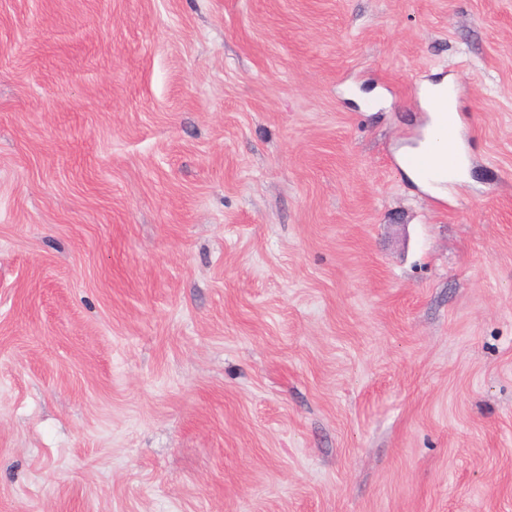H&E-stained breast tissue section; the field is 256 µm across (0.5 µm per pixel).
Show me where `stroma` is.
I'll return each instance as SVG.
<instances>
[{
	"instance_id": "1",
	"label": "stroma",
	"mask_w": 512,
	"mask_h": 512,
	"mask_svg": "<svg viewBox=\"0 0 512 512\" xmlns=\"http://www.w3.org/2000/svg\"><path fill=\"white\" fill-rule=\"evenodd\" d=\"M0 512H512V0H0ZM439 100L443 106V112L448 113V120L454 129V139L445 141L436 147L428 137L415 146H408L404 150L407 155H413L422 167L432 168L439 164L448 165L456 156L457 165L454 175H461L457 180L466 178V157L465 147L461 143L457 126L458 99L453 82L444 79L438 84L427 83L420 92V100L429 112L430 121L436 120L437 116L431 110V102ZM453 175V176H454ZM456 180V181H457Z\"/></svg>"
}]
</instances>
